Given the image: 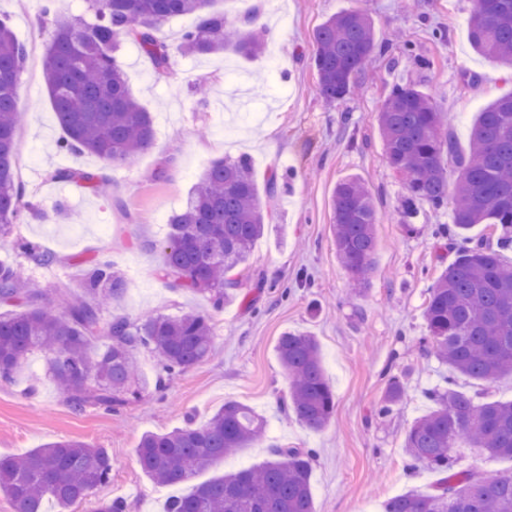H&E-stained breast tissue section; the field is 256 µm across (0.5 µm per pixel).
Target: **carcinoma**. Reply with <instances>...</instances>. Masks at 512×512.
<instances>
[{"instance_id": "obj_1", "label": "carcinoma", "mask_w": 512, "mask_h": 512, "mask_svg": "<svg viewBox=\"0 0 512 512\" xmlns=\"http://www.w3.org/2000/svg\"><path fill=\"white\" fill-rule=\"evenodd\" d=\"M90 18L56 21L44 54L45 84L64 138L65 153H88L105 164L120 165L151 150L155 128L150 113L131 94L117 51L124 40L135 43L158 73L171 70L168 45L158 27L174 16L193 15L195 26L182 36L186 56L233 51L258 56L265 41L256 33L258 10L238 23L209 9L213 0H87ZM468 35L480 55L512 68V0H473ZM317 88L328 102L346 98L366 63L384 52L372 21L354 10L341 11L313 35ZM26 50L10 25L0 19V233L22 212L15 183L16 131L22 112L18 85ZM377 122L389 166L403 176L404 206L439 209L448 201V162L456 205L453 224L435 235L448 239L455 258L428 288L424 310L426 336L419 344L448 367L444 384L427 393L433 408L406 432L403 448L410 467L441 475L431 493L389 498L382 512H512V470L503 473L455 469L470 449L491 459L512 460V401L470 394L456 378L492 384L512 374V265L501 251L512 247V93L482 110L471 132L470 150L457 152L434 100L410 82L392 87ZM56 178L84 184L93 191L109 183L100 171L67 169ZM380 223L371 194L356 176L341 179L332 197L336 253L362 286L375 269ZM490 224L496 242L469 231ZM250 161L245 157L214 161L193 187L182 209L170 219L168 252L162 271L165 286L190 290L220 311L238 297V275L264 234ZM123 277L111 260L92 261L74 294L67 285L56 292L64 305H46L43 292L26 282L16 266L0 261V302L20 310L0 315V380L9 381L25 357L49 354V372L76 411L98 407L118 412L144 393L133 351L150 350L161 373V389L202 362L213 347L210 315L189 312L177 317L146 314L136 321L105 318L101 306L123 291ZM104 349L91 352L93 342ZM288 374L284 410L306 427L320 431L331 422L335 395L324 374L315 337L286 332L277 344ZM406 396L403 382L392 378L378 412L390 415ZM264 418L250 406L227 401L208 421L167 433H145L137 446L138 462L157 485L191 480L207 465L256 447L266 436ZM310 448L275 446L270 459L200 483L170 499L166 512H315ZM111 461L103 448L59 440L20 456L0 457V494L14 512H42L52 498L65 505L84 501L104 483Z\"/></svg>"}]
</instances>
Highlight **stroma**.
Returning <instances> with one entry per match:
<instances>
[{
    "mask_svg": "<svg viewBox=\"0 0 512 512\" xmlns=\"http://www.w3.org/2000/svg\"><path fill=\"white\" fill-rule=\"evenodd\" d=\"M266 18V51L246 59L228 51L188 57L176 51L194 17L160 25V39L173 47L172 70L159 75L129 41L118 52L133 96L151 113L154 148L134 162L107 170L112 194L105 197L56 179L64 168L98 169L90 154L60 152L63 137L42 73L53 22L40 14V0H0L6 18L27 48L19 87L23 119L17 129L15 180L24 200L41 215L24 217L0 233V260L22 266L53 294L61 283L78 288L87 262L111 254L126 286L105 316L136 320L150 313H211V355L172 379L164 392L143 393L125 409L108 414L95 407L73 411L48 372V356L28 355L13 381L0 382V456H13L57 440H79L105 449L112 461L108 482L93 498L124 499L126 512H165L169 498L194 483L262 463L272 443L311 448V490L316 512H382L388 498L429 492L437 472L408 471L403 440L411 424L431 407L425 393L446 369L418 347L425 336L427 290L452 260L448 242L433 236L451 224L452 206L417 207L405 213L404 180L388 165L377 111L398 82L433 95L444 110L458 151H466L478 113L512 92V71L477 54L468 38L471 0H254ZM352 9L368 15L385 53L368 63L357 86L333 103L317 90L313 33L331 15ZM279 67L268 71L269 57ZM429 59L424 68L420 59ZM259 110L265 118L225 142L219 124ZM248 156L268 214L263 236L246 264L241 297L212 311L206 298L166 288L160 275L168 219L178 211L210 163ZM166 164L160 182L145 172ZM284 176L277 197L265 189L271 172ZM355 174L367 184L380 224L376 270L361 288L336 257L331 202L338 181ZM78 213L58 216V204ZM29 241L53 253L50 267L35 264L19 247ZM314 336L324 372L336 394L335 413L321 431L286 415L280 401L288 376L276 351L284 332ZM406 387L392 415L377 407L391 377ZM251 406L267 420V443L245 448L201 470L194 482L155 485L142 471L136 448L147 432L163 433L186 423L202 424L225 401Z\"/></svg>",
    "mask_w": 512,
    "mask_h": 512,
    "instance_id": "1",
    "label": "stroma"
}]
</instances>
